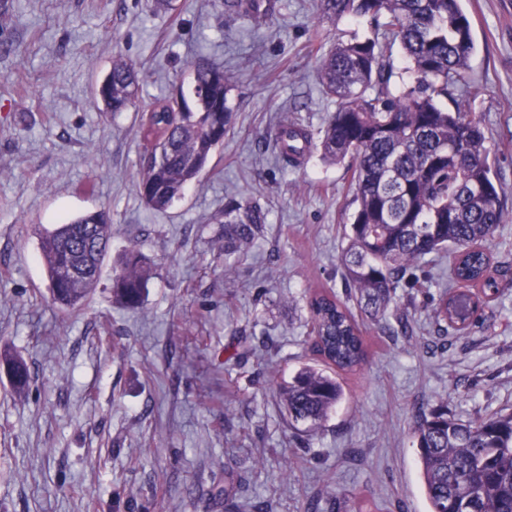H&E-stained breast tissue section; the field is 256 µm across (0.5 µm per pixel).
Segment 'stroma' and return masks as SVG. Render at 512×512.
I'll list each match as a JSON object with an SVG mask.
<instances>
[{
    "label": "stroma",
    "mask_w": 512,
    "mask_h": 512,
    "mask_svg": "<svg viewBox=\"0 0 512 512\" xmlns=\"http://www.w3.org/2000/svg\"><path fill=\"white\" fill-rule=\"evenodd\" d=\"M319 0H281L271 25L225 18L222 0H0V512H430L412 438L418 411L512 410V0H463L477 96L505 218L492 242L502 287L459 332L435 315L448 261L426 257L364 320L367 361L339 373L329 419L295 430L278 386L319 365L307 296L344 294L339 258L353 189L343 166L275 159L282 118L318 133L334 103L316 58L366 20L320 23ZM148 74L141 105L190 93L203 55L232 73V131L168 211L138 194L141 115L99 112L116 55ZM257 197L267 222L224 253V204ZM106 211L112 257L137 245L156 273L142 305L118 304L111 267L77 312L50 300L43 229Z\"/></svg>",
    "instance_id": "stroma-1"
}]
</instances>
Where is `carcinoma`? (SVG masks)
Returning a JSON list of instances; mask_svg holds the SVG:
<instances>
[{
  "instance_id": "obj_1",
  "label": "carcinoma",
  "mask_w": 512,
  "mask_h": 512,
  "mask_svg": "<svg viewBox=\"0 0 512 512\" xmlns=\"http://www.w3.org/2000/svg\"><path fill=\"white\" fill-rule=\"evenodd\" d=\"M277 11L278 0H224L228 17L260 21ZM319 11L320 22L333 27L345 18H367L373 32L341 38L320 56L317 76L336 109L315 139L301 125L282 122L274 139L277 159L294 168L316 152L350 172L355 209L340 264L345 287L364 312L374 316L387 307L407 266L450 249L453 285L435 312L464 330L499 291L489 243L504 221L481 121L458 102L453 110L447 105L458 88L479 93L469 75L475 51L470 20L460 0H319ZM396 45L415 79L394 90ZM190 71L196 111L165 97L144 123L150 147L138 192L155 211L184 198L234 124L232 76L204 58L194 59ZM140 81L134 63L113 59L94 90L99 111L139 109ZM266 219L254 199L225 203L224 253L253 241ZM111 228L98 211L45 232L39 257L55 305L74 310L87 300L110 252ZM152 275L140 249L128 246L112 279L113 297L139 307ZM307 306L314 352L326 368L301 369L278 394L292 422L316 427L342 396L328 369L357 370L366 349L360 323L335 293L316 288ZM9 372L16 391L28 389L31 373L23 360H10ZM414 437L430 512H462L465 501L472 512H512V412L466 420L421 412Z\"/></svg>"
}]
</instances>
